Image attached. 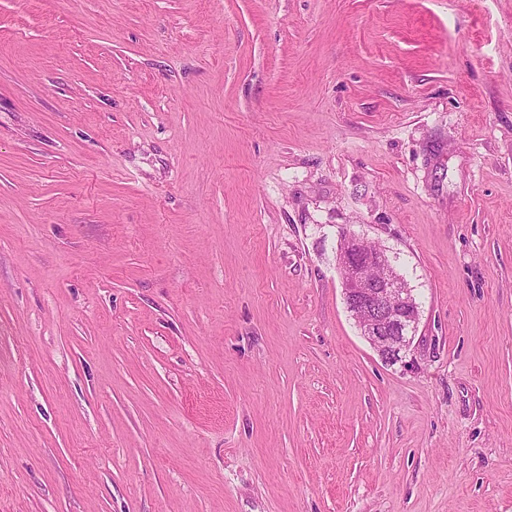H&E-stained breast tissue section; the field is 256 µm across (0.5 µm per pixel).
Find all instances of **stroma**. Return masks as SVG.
<instances>
[{"instance_id": "stroma-1", "label": "stroma", "mask_w": 512, "mask_h": 512, "mask_svg": "<svg viewBox=\"0 0 512 512\" xmlns=\"http://www.w3.org/2000/svg\"><path fill=\"white\" fill-rule=\"evenodd\" d=\"M0 512H512V0H0ZM338 267L344 301L363 336L387 362L401 360L419 323L413 289L394 272L381 248L369 250L367 239L342 230L338 236ZM378 272L371 276L370 272Z\"/></svg>"}]
</instances>
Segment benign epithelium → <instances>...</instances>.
Listing matches in <instances>:
<instances>
[{"instance_id":"7a95c632","label":"benign epithelium","mask_w":512,"mask_h":512,"mask_svg":"<svg viewBox=\"0 0 512 512\" xmlns=\"http://www.w3.org/2000/svg\"><path fill=\"white\" fill-rule=\"evenodd\" d=\"M367 239L341 231L337 245L344 301L363 336L387 362L401 360L419 323L413 289L394 272L381 248L369 250Z\"/></svg>"}]
</instances>
